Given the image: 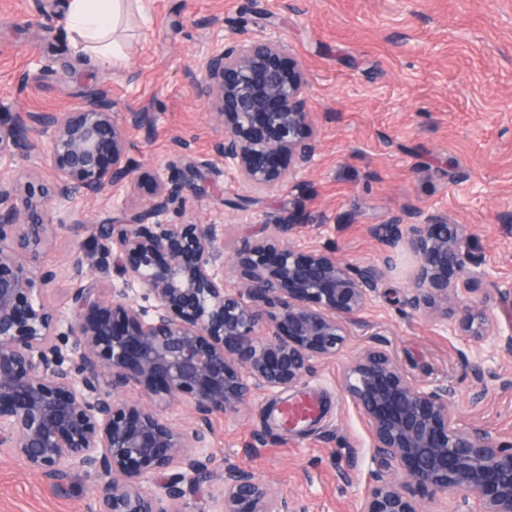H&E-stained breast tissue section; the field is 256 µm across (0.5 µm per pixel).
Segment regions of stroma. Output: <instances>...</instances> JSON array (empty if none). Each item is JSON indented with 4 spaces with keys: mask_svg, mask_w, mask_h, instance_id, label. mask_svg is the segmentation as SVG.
<instances>
[{
    "mask_svg": "<svg viewBox=\"0 0 512 512\" xmlns=\"http://www.w3.org/2000/svg\"><path fill=\"white\" fill-rule=\"evenodd\" d=\"M239 25L286 43L285 66L302 69L311 85L320 151L248 211L230 208L245 189L223 173L170 221L214 225L217 264L230 285L233 253L260 225L290 217L297 226L287 243L335 252L381 276L374 300L348 323L342 350L319 362L298 391L276 397L258 389L238 413L212 416L211 468L220 475L225 463H246L302 512H360L369 488L399 476L341 391L345 366L373 334L383 335L414 383L452 389L460 425L512 443V356L498 347L512 333V311L483 292L465 295L490 317L479 339L412 314L404 297L413 259L400 247L395 268H385L391 250L381 230L406 208L446 215L463 228L471 262L512 282V0H128L121 57L110 64L51 52L52 31L68 32L62 0H0V116L67 112L102 86L146 115L132 132L139 147L132 193L77 199L63 223L49 227L40 256L57 272L45 289L49 304H66L75 262L100 277L97 244L109 203L146 199L157 168L175 160L176 142L195 161L214 160L224 129L198 90L199 64ZM475 363L484 370L479 389ZM303 398L316 401V421L286 428L282 407ZM104 485L76 472L58 487L0 451V512H89Z\"/></svg>",
    "mask_w": 512,
    "mask_h": 512,
    "instance_id": "stroma-1",
    "label": "stroma"
}]
</instances>
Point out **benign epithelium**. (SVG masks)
<instances>
[{
  "instance_id": "7a95c632",
  "label": "benign epithelium",
  "mask_w": 512,
  "mask_h": 512,
  "mask_svg": "<svg viewBox=\"0 0 512 512\" xmlns=\"http://www.w3.org/2000/svg\"><path fill=\"white\" fill-rule=\"evenodd\" d=\"M285 45L240 27L201 62V91L224 125L216 157L258 193L286 178L273 163L288 155L307 167L319 151L308 112L310 88L286 71ZM51 131L50 186L21 184L17 163L33 145L23 123L0 117V448L27 470L61 486L81 468L108 479L92 512H188L186 494L202 493L214 475L203 451L210 416L236 413L257 388L295 390L315 362L336 356L346 325L373 300L379 272L356 269L318 249L280 239L282 224H263L235 252L236 284L216 267L214 225L175 224L204 188L172 167L157 171L150 199L120 205L101 235V270L125 285L110 295L72 268L71 304L44 301L57 276L31 263L53 223L47 203L66 212L77 196L99 198L135 184L136 145L129 132L142 115L105 88L70 112L32 117ZM388 243L417 259L405 304L480 336L486 314L477 303L451 305L489 284L512 306V283L469 267L463 230L436 215L408 211L387 223ZM140 387L149 401L118 393ZM342 392L370 425L372 447L394 460V483L371 488L362 512H424L427 496L464 494L478 512H512V445L483 427L460 426L448 387L414 385L386 342L374 339L344 370ZM185 403L194 423L171 426L155 401ZM151 480L152 493L141 484ZM220 512H291L247 465H227Z\"/></svg>"
}]
</instances>
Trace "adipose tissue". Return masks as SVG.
Here are the masks:
<instances>
[{"instance_id": "1", "label": "adipose tissue", "mask_w": 512, "mask_h": 512, "mask_svg": "<svg viewBox=\"0 0 512 512\" xmlns=\"http://www.w3.org/2000/svg\"><path fill=\"white\" fill-rule=\"evenodd\" d=\"M123 4L124 0H66L68 19L78 37L76 47L91 60L116 58L114 34Z\"/></svg>"}]
</instances>
